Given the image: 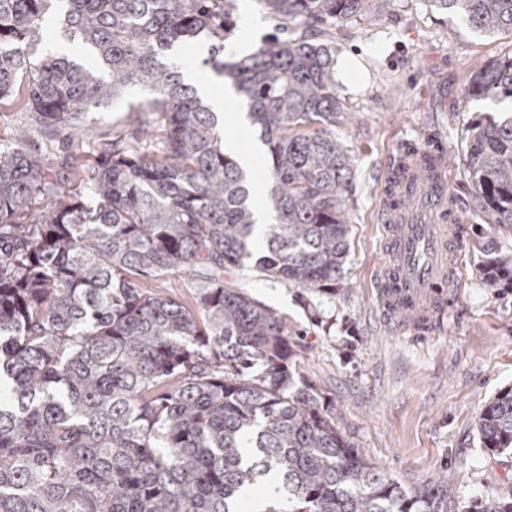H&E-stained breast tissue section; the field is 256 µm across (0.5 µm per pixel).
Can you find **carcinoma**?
Segmentation results:
<instances>
[{"label":"carcinoma","instance_id":"carcinoma-1","mask_svg":"<svg viewBox=\"0 0 512 512\" xmlns=\"http://www.w3.org/2000/svg\"><path fill=\"white\" fill-rule=\"evenodd\" d=\"M281 34L225 60L230 0H0V101L26 83L30 128L0 147V512H239L273 475L263 512H456L448 479L407 489L336 428L292 371L278 312L224 282L252 262L310 291L336 289L348 252L351 158L332 47L309 32L369 14L371 0H262ZM488 36L512 35V0H431ZM49 26L92 59L37 54ZM205 33L270 156L256 224L252 186L224 127L170 50ZM150 92L154 130L101 145L59 197L43 145L85 115ZM472 99L512 100V57L473 73ZM465 165L491 224L512 225V116L465 132ZM47 204L23 222L36 200ZM484 274L512 286V251L489 240ZM179 270L197 307L140 277ZM489 453L512 451V386L479 413ZM466 512H512V498Z\"/></svg>","mask_w":512,"mask_h":512}]
</instances>
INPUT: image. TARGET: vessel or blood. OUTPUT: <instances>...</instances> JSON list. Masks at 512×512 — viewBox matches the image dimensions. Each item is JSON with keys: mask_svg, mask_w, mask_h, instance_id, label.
Masks as SVG:
<instances>
[{"mask_svg": "<svg viewBox=\"0 0 512 512\" xmlns=\"http://www.w3.org/2000/svg\"><path fill=\"white\" fill-rule=\"evenodd\" d=\"M380 186L386 260L376 307L392 332L418 344L439 332L461 286L453 259L462 229L444 143L404 142Z\"/></svg>", "mask_w": 512, "mask_h": 512, "instance_id": "1", "label": "vessel or blood"}]
</instances>
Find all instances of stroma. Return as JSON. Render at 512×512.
Segmentation results:
<instances>
[{
	"instance_id": "35a3bbf8",
	"label": "stroma",
	"mask_w": 512,
	"mask_h": 512,
	"mask_svg": "<svg viewBox=\"0 0 512 512\" xmlns=\"http://www.w3.org/2000/svg\"><path fill=\"white\" fill-rule=\"evenodd\" d=\"M247 8L262 23L253 47L276 29L259 0H234L230 52L242 40L240 18ZM317 38L333 46L335 61H351L353 68L352 75L336 77L342 104L336 138L354 169L342 277L330 294L285 285L249 264L225 270L224 279L279 313L297 373L333 403L337 427L384 474L413 488L447 472L448 493L464 507L512 495V453L491 455L476 430L482 407L512 386V288L492 286L483 275L479 246L490 236L512 251V227L489 224L478 210L462 152L466 126L497 109L491 100L469 99V78L487 62L512 56V37L485 36L429 0H389L366 17L320 25ZM211 96L224 101V135L235 140V155L252 158L246 169L252 202L263 205L268 164L260 132L239 122L245 107L224 78L213 79ZM144 100L134 88L92 110L83 143L70 149L56 143L52 153L97 164L98 139L158 125L157 113L140 111ZM433 130L444 139L452 189L463 201L465 243L457 256L462 287L444 331L414 344L390 333L376 312L384 260L379 186L403 140Z\"/></svg>"
}]
</instances>
